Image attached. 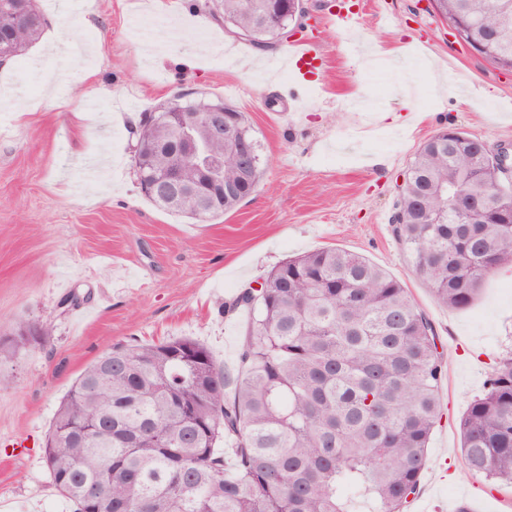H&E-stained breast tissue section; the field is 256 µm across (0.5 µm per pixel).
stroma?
Masks as SVG:
<instances>
[{
  "label": "stroma",
  "instance_id": "35a3bbf8",
  "mask_svg": "<svg viewBox=\"0 0 512 512\" xmlns=\"http://www.w3.org/2000/svg\"><path fill=\"white\" fill-rule=\"evenodd\" d=\"M152 0H97L94 25L73 0H36L56 48L34 43L0 67V342L19 326L51 336L0 352V512H74L53 486L45 437L83 370L116 344L191 337L235 374L246 312L226 302L288 257L325 247L364 255L400 280L432 319L447 373L428 445L425 512H512L469 475L457 423L512 353V269L467 308L440 303L392 231L397 186L420 144L453 126L512 143V72L473 55L429 0H357V27L332 0H305L314 67L267 74L250 43L225 34L206 0H166L178 35L157 43ZM403 45L398 68L373 53ZM60 81L47 97L43 79ZM95 72L97 85L84 79ZM179 93L244 112L263 175L236 209L198 223L142 192L129 131ZM33 108L30 116L22 108ZM82 113L74 121L73 113ZM106 173L88 176L90 161Z\"/></svg>",
  "mask_w": 512,
  "mask_h": 512
}]
</instances>
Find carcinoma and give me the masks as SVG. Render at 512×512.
I'll use <instances>...</instances> for the list:
<instances>
[{
  "instance_id": "obj_1",
  "label": "carcinoma",
  "mask_w": 512,
  "mask_h": 512,
  "mask_svg": "<svg viewBox=\"0 0 512 512\" xmlns=\"http://www.w3.org/2000/svg\"><path fill=\"white\" fill-rule=\"evenodd\" d=\"M252 0H222L226 26L254 29ZM502 0H441L443 20L463 17L512 58ZM12 56L44 19L2 18ZM143 113L131 130L152 143L145 181L179 151L173 132ZM209 177L183 178L213 202L208 218L245 194L220 196L239 173L235 153L209 146ZM483 204L480 224H457L458 198ZM512 179L490 165L480 139L443 127L418 149L401 186L393 233L414 273L444 305L462 309L483 282L512 268ZM249 324L230 382L200 341L180 337L117 346L91 363L61 402L46 437L53 484L76 512H404L427 466L443 416L447 372L431 320L401 282L366 257L322 248L273 269L228 309ZM50 335L19 327L21 346ZM86 437L63 433L87 422ZM468 472L512 488V354L495 362L485 392L458 423ZM232 441L227 459L221 443Z\"/></svg>"
}]
</instances>
